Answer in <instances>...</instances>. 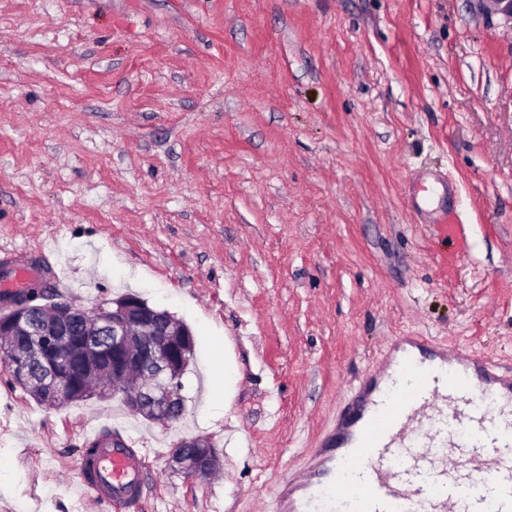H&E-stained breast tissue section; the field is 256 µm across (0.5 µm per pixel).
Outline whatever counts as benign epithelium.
I'll list each match as a JSON object with an SVG mask.
<instances>
[{
    "mask_svg": "<svg viewBox=\"0 0 512 512\" xmlns=\"http://www.w3.org/2000/svg\"><path fill=\"white\" fill-rule=\"evenodd\" d=\"M73 311L59 308L47 323L33 321L28 307H15L10 317L0 315V336L31 337L23 349L5 351L14 378L29 384L28 363L39 362L40 385L59 402L77 390L90 365L98 364L117 381L139 376L142 386L129 408L145 419L168 421L182 407L179 379L195 347L189 327L133 294L112 301L110 316L96 319L91 331L73 332ZM217 464L209 440L201 436L181 439L168 458L169 467L188 479L209 474Z\"/></svg>",
    "mask_w": 512,
    "mask_h": 512,
    "instance_id": "obj_1",
    "label": "benign epithelium"
}]
</instances>
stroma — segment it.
<instances>
[{
  "instance_id": "35a3bbf8",
  "label": "stroma",
  "mask_w": 512,
  "mask_h": 512,
  "mask_svg": "<svg viewBox=\"0 0 512 512\" xmlns=\"http://www.w3.org/2000/svg\"><path fill=\"white\" fill-rule=\"evenodd\" d=\"M21 252L75 304L168 310L195 353L170 426L41 405L0 365V512H107L76 490L94 426L151 450L130 512H270L395 338L512 374V24L482 0H0V256ZM197 435L204 480L166 465Z\"/></svg>"
}]
</instances>
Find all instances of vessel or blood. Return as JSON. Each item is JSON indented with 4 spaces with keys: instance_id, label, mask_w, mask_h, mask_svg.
Masks as SVG:
<instances>
[{
    "instance_id": "1",
    "label": "vessel or blood",
    "mask_w": 512,
    "mask_h": 512,
    "mask_svg": "<svg viewBox=\"0 0 512 512\" xmlns=\"http://www.w3.org/2000/svg\"><path fill=\"white\" fill-rule=\"evenodd\" d=\"M0 277V310L22 293L31 266L14 260ZM407 382H368L360 410L371 416L352 448L328 452L320 470L273 496L274 512H512V380L483 357L431 350L428 362L405 359ZM475 429L460 439L454 425ZM94 457L78 461L87 500L128 512L140 497L148 452L142 439L96 429L85 437Z\"/></svg>"
}]
</instances>
